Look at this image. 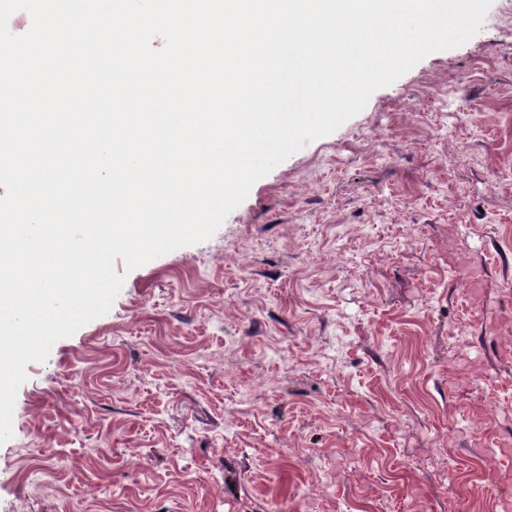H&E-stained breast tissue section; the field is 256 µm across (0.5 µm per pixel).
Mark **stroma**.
I'll use <instances>...</instances> for the list:
<instances>
[{"label": "stroma", "mask_w": 512, "mask_h": 512, "mask_svg": "<svg viewBox=\"0 0 512 512\" xmlns=\"http://www.w3.org/2000/svg\"><path fill=\"white\" fill-rule=\"evenodd\" d=\"M115 270L111 309L26 367L0 512H503L512 0L210 239Z\"/></svg>", "instance_id": "obj_1"}]
</instances>
